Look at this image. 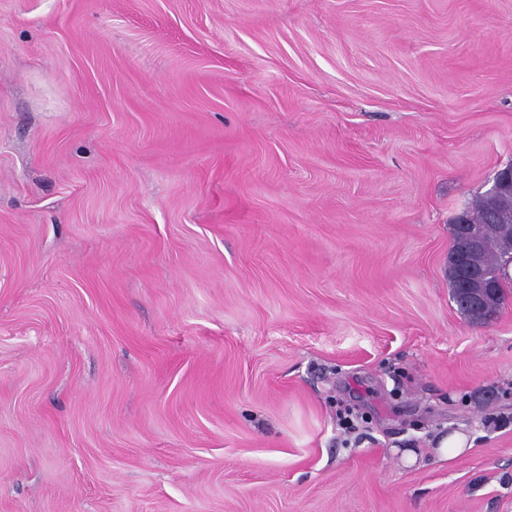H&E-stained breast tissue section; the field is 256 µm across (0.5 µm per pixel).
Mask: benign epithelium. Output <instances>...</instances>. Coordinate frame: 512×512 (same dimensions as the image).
I'll list each match as a JSON object with an SVG mask.
<instances>
[{"label": "benign epithelium", "mask_w": 512, "mask_h": 512, "mask_svg": "<svg viewBox=\"0 0 512 512\" xmlns=\"http://www.w3.org/2000/svg\"><path fill=\"white\" fill-rule=\"evenodd\" d=\"M485 196L491 221L499 222L512 213V164L495 171ZM453 224L459 247L448 255V265L460 277L461 297L468 314L475 316L483 308L498 305L501 273L486 271L475 262L483 247L482 225L471 223L465 211L456 214Z\"/></svg>", "instance_id": "1"}]
</instances>
